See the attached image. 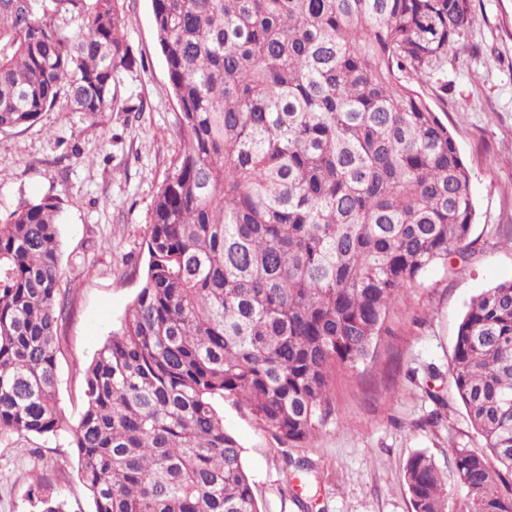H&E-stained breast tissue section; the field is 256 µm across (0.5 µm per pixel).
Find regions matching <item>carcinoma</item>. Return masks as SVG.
<instances>
[{
  "instance_id": "1",
  "label": "carcinoma",
  "mask_w": 512,
  "mask_h": 512,
  "mask_svg": "<svg viewBox=\"0 0 512 512\" xmlns=\"http://www.w3.org/2000/svg\"><path fill=\"white\" fill-rule=\"evenodd\" d=\"M0 0V129L65 100L112 107L133 65L121 0ZM471 0H152L182 148L147 227V268L85 368L78 424L57 402L58 206L0 224V434L70 435L93 512H260L233 397L279 443L333 410L400 293L472 247L471 177L420 85L463 50ZM77 18L70 35L56 18ZM451 384L488 453L452 448L461 512H512V280L475 297ZM412 512H448L424 451ZM42 512H66L32 476Z\"/></svg>"
}]
</instances>
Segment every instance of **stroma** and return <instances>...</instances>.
<instances>
[{"label":"stroma","mask_w":512,"mask_h":512,"mask_svg":"<svg viewBox=\"0 0 512 512\" xmlns=\"http://www.w3.org/2000/svg\"><path fill=\"white\" fill-rule=\"evenodd\" d=\"M134 65L112 108L65 103L22 131H0V224L20 202L59 204L58 400L69 425L84 408L82 372L135 298L159 188L181 149L178 111L153 27L151 0H125ZM468 48L422 91L447 123L471 173L474 251L432 266L390 307L368 359L336 373L334 411L305 443L282 445L234 399L224 427L243 447L262 512H411L404 479L417 451L434 459L458 512L452 449L483 452L450 381L458 325L471 298L512 280V0H472ZM92 512L67 435L0 437V512H41L33 475Z\"/></svg>","instance_id":"stroma-1"}]
</instances>
